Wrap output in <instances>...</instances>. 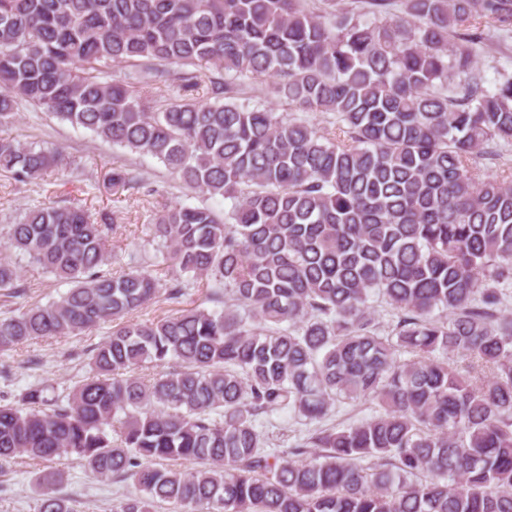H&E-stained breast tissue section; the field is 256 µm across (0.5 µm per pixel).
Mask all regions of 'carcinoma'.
Returning <instances> with one entry per match:
<instances>
[{"instance_id": "carcinoma-1", "label": "carcinoma", "mask_w": 512, "mask_h": 512, "mask_svg": "<svg viewBox=\"0 0 512 512\" xmlns=\"http://www.w3.org/2000/svg\"><path fill=\"white\" fill-rule=\"evenodd\" d=\"M317 2L0 0V131L26 102L232 200L154 214L162 277L112 273L105 214L48 199L5 225L0 290L24 291L13 254L68 288L0 316V353L110 331L66 400L34 384L0 403V470L75 454L132 482L118 512H512V177L478 166L512 142V75L474 70L512 0H364L365 20ZM263 78L334 126L240 103ZM204 83L211 102L193 97ZM65 164L0 134L17 185ZM136 182L118 165L104 186ZM188 288L228 303L132 318ZM343 400L380 410L278 453L256 428ZM62 480L38 474L37 512H76ZM371 312L374 316L378 332L382 336H389L397 323V317L391 309L377 294H373L369 299Z\"/></svg>"}]
</instances>
